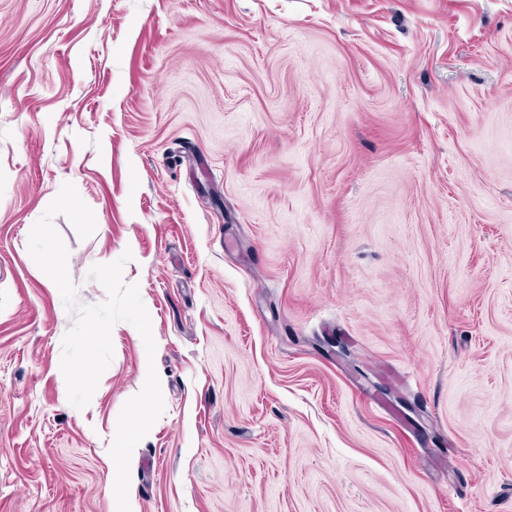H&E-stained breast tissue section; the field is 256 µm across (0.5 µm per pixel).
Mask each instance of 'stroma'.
Masks as SVG:
<instances>
[{"instance_id":"stroma-1","label":"stroma","mask_w":512,"mask_h":512,"mask_svg":"<svg viewBox=\"0 0 512 512\" xmlns=\"http://www.w3.org/2000/svg\"><path fill=\"white\" fill-rule=\"evenodd\" d=\"M77 300L131 252L87 406ZM512 512V0H0V512Z\"/></svg>"}]
</instances>
